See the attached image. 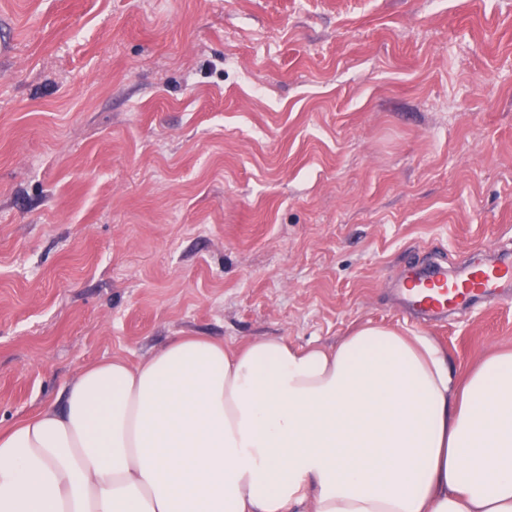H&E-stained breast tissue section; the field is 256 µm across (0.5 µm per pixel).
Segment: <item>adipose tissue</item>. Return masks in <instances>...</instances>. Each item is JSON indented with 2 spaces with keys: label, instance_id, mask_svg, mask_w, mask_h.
Instances as JSON below:
<instances>
[{
  "label": "adipose tissue",
  "instance_id": "obj_1",
  "mask_svg": "<svg viewBox=\"0 0 512 512\" xmlns=\"http://www.w3.org/2000/svg\"><path fill=\"white\" fill-rule=\"evenodd\" d=\"M512 512V352L429 337L177 336L0 430V512Z\"/></svg>",
  "mask_w": 512,
  "mask_h": 512
}]
</instances>
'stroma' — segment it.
Wrapping results in <instances>:
<instances>
[{"label":"stroma","mask_w":512,"mask_h":512,"mask_svg":"<svg viewBox=\"0 0 512 512\" xmlns=\"http://www.w3.org/2000/svg\"><path fill=\"white\" fill-rule=\"evenodd\" d=\"M512 250V0H0V427L175 336L334 346L371 324L465 374L406 261Z\"/></svg>","instance_id":"stroma-1"}]
</instances>
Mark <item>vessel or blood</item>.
<instances>
[{
    "label": "vessel or blood",
    "mask_w": 512,
    "mask_h": 512,
    "mask_svg": "<svg viewBox=\"0 0 512 512\" xmlns=\"http://www.w3.org/2000/svg\"><path fill=\"white\" fill-rule=\"evenodd\" d=\"M394 304L423 322L447 323L468 306L501 299L512 288V260L469 263L456 273L446 266L406 264L394 279Z\"/></svg>",
    "instance_id": "1"
}]
</instances>
